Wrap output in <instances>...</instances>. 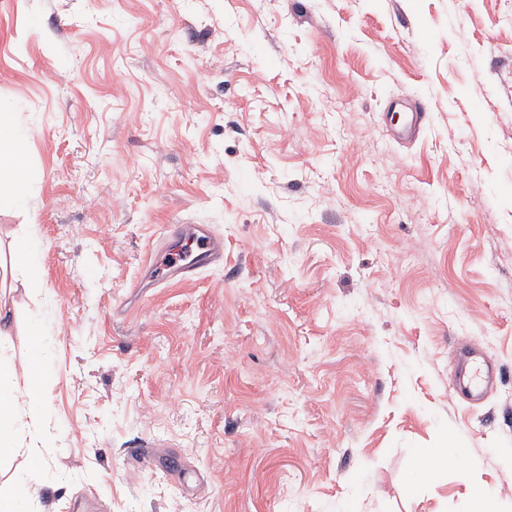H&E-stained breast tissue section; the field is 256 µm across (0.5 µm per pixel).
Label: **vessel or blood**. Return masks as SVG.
I'll use <instances>...</instances> for the list:
<instances>
[{"label": "vessel or blood", "mask_w": 512, "mask_h": 512, "mask_svg": "<svg viewBox=\"0 0 512 512\" xmlns=\"http://www.w3.org/2000/svg\"><path fill=\"white\" fill-rule=\"evenodd\" d=\"M151 259L163 262L164 278L184 281L200 271L224 263V239L204 224H175L165 228L157 245L150 248ZM495 381V373L470 349H461L450 385L459 397L481 402Z\"/></svg>", "instance_id": "obj_1"}]
</instances>
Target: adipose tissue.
Returning a JSON list of instances; mask_svg holds the SVG:
<instances>
[{
  "label": "adipose tissue",
  "instance_id": "obj_1",
  "mask_svg": "<svg viewBox=\"0 0 512 512\" xmlns=\"http://www.w3.org/2000/svg\"><path fill=\"white\" fill-rule=\"evenodd\" d=\"M25 146L26 135L17 127L11 106L1 103L0 157H8L9 163L0 165V198H7L19 208L27 202L31 178ZM55 323L54 309L48 306L29 324L25 364L33 372L34 379L25 388L16 385L15 363L9 357L0 356V464L18 458L25 462L24 470L14 473L11 488L0 491V512H29L27 478L46 467L34 431L46 414L44 384L53 371L48 341Z\"/></svg>",
  "mask_w": 512,
  "mask_h": 512
}]
</instances>
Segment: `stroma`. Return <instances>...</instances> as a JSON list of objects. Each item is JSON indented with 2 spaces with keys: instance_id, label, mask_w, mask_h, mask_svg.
I'll return each instance as SVG.
<instances>
[{
  "instance_id": "1",
  "label": "stroma",
  "mask_w": 512,
  "mask_h": 512,
  "mask_svg": "<svg viewBox=\"0 0 512 512\" xmlns=\"http://www.w3.org/2000/svg\"><path fill=\"white\" fill-rule=\"evenodd\" d=\"M0 102L35 172L0 258L44 249L0 352L59 324L31 512H512V0H0ZM170 224L223 267L161 280ZM42 241L37 236H27L19 240L15 246L11 266L21 267L27 272V287L43 288L41 275ZM495 381V373L479 355L462 348L457 356V367L450 385L459 397L470 403L481 402ZM453 447L454 446L443 448L438 454H433L432 452L423 448L418 449L417 456L419 469L417 471V481L424 480L429 474H431L439 467L448 468L449 460L458 461V465L455 468H461L463 466L461 454Z\"/></svg>"
}]
</instances>
